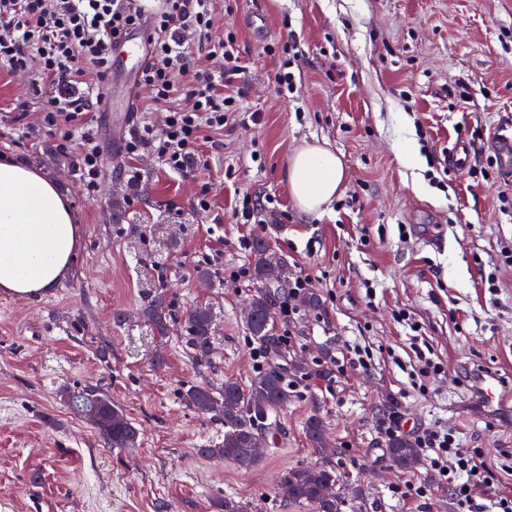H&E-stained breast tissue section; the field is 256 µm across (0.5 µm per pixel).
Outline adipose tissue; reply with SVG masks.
I'll use <instances>...</instances> for the list:
<instances>
[{"label": "adipose tissue", "instance_id": "1", "mask_svg": "<svg viewBox=\"0 0 512 512\" xmlns=\"http://www.w3.org/2000/svg\"><path fill=\"white\" fill-rule=\"evenodd\" d=\"M344 180L342 158L317 144L298 148L287 168L291 196L306 213L331 203ZM80 235L77 216L53 180L0 160V291L28 297L53 288L66 276Z\"/></svg>", "mask_w": 512, "mask_h": 512}]
</instances>
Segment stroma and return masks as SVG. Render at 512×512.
Segmentation results:
<instances>
[{
	"mask_svg": "<svg viewBox=\"0 0 512 512\" xmlns=\"http://www.w3.org/2000/svg\"><path fill=\"white\" fill-rule=\"evenodd\" d=\"M225 29L236 32L244 72L235 84L256 124L228 123L207 149L206 165L181 178L140 163L139 186L126 183L123 146L142 121L150 92L116 76L100 113L99 190L87 196L74 165L37 120L47 98L36 69H0V154L39 167L68 196L81 224L69 274L49 292H0V512H219L230 497L246 512H312L278 490L289 468L330 462L344 487L362 489L344 512H456L435 472L393 469L385 413L398 411L403 437L432 425L457 431L479 449L488 483L475 486L481 512L495 492L512 493V181L498 168L439 165L456 138L512 133V0H222ZM262 14L264 35L246 16ZM296 39L291 53L283 48ZM290 63L297 93L278 91ZM471 92L461 104L459 91ZM414 139L422 167L403 164L399 146ZM318 143L342 156L341 193L322 212L294 203L286 168L295 149ZM426 184L413 191V177ZM210 188V214L194 209ZM277 200L249 228L234 223L235 201ZM265 238L293 276L309 275L322 299L290 320L274 317L294 388L277 413L278 431L260 461L243 470L200 455L221 442L224 425L185 404L192 385L248 386L270 359L254 364L242 310L252 278L197 275L200 253L219 251L220 269L250 266L239 239ZM165 289L175 330L156 336L139 313ZM376 297L367 300V289ZM209 307L212 354L197 360L184 328L187 311ZM126 319L114 323L116 311ZM412 311L413 323L398 320ZM445 371L428 394L412 390L402 362L415 338ZM372 351L374 367H341L350 345ZM163 366H153L154 357ZM495 374L503 400L480 407L469 377ZM92 385L139 428L136 447H108L89 422L62 404L66 387ZM325 425L327 448L305 434L309 415ZM38 482H31V474ZM429 487L405 496L407 484Z\"/></svg>",
	"mask_w": 512,
	"mask_h": 512,
	"instance_id": "1",
	"label": "stroma"
}]
</instances>
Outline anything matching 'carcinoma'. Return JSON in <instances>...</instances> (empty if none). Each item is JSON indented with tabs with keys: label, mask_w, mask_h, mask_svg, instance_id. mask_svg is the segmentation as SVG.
Wrapping results in <instances>:
<instances>
[{
	"label": "carcinoma",
	"mask_w": 512,
	"mask_h": 512,
	"mask_svg": "<svg viewBox=\"0 0 512 512\" xmlns=\"http://www.w3.org/2000/svg\"><path fill=\"white\" fill-rule=\"evenodd\" d=\"M251 276L256 290L244 312L246 328L263 353L280 358L282 345L279 337L271 333L270 324L276 297L288 288L290 271L262 237L252 243ZM142 316L157 336L163 338L172 333L174 322L170 301L163 290L154 291L142 308ZM185 327L194 357L208 359L213 332V316L209 308L200 306L187 311ZM60 397L66 406L87 417L110 447H136L139 430L123 409L98 388L64 389ZM182 398L198 412L216 415L224 422V441L200 448L198 453L210 459L231 461L246 470L258 462L266 432L277 425L270 416L288 405L290 392L285 381V368L277 366L258 372L246 389L237 381L226 379L224 387L217 392L209 387L191 385ZM305 429L313 447H325L324 423L318 414L307 419ZM387 448L392 464L398 469L411 471L420 465V452L412 441L393 436L388 440ZM280 488L288 500L307 503L314 512H341L344 504L337 469L328 463L283 471Z\"/></svg>",
	"instance_id": "cac0c4a2"
}]
</instances>
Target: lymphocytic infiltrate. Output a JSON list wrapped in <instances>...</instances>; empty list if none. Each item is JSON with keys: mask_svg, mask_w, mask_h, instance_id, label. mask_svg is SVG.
I'll use <instances>...</instances> for the list:
<instances>
[{"mask_svg": "<svg viewBox=\"0 0 512 512\" xmlns=\"http://www.w3.org/2000/svg\"><path fill=\"white\" fill-rule=\"evenodd\" d=\"M218 0H0V65L23 72L38 64L40 86L51 89L40 124L59 147L74 152L75 167L88 193H96L101 156L93 126V107L84 89L102 91L112 76V53L123 33H150L140 85L151 92L159 122L145 121L125 143L124 169L129 184L141 178L138 163L150 158L189 176L203 162L208 134L228 121H255L233 82L243 72L234 32L218 33ZM209 50L197 62L193 39ZM457 512H478L471 488L486 482L490 469L481 454L461 448L455 431L432 426L415 438Z\"/></svg>", "mask_w": 512, "mask_h": 512, "instance_id": "f902f5d3", "label": "lymphocytic infiltrate"}]
</instances>
